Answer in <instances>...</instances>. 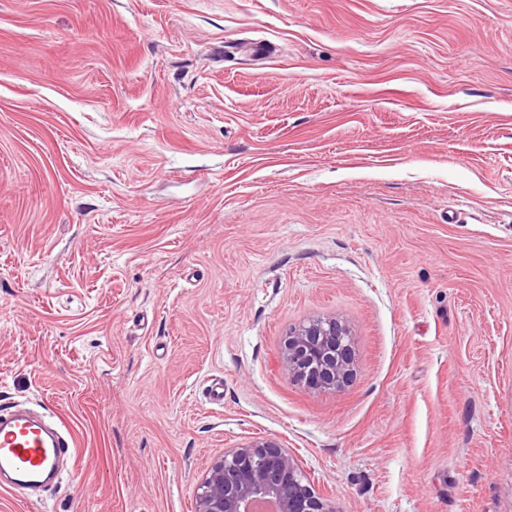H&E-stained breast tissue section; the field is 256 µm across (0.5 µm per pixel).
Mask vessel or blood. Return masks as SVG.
<instances>
[{"mask_svg": "<svg viewBox=\"0 0 512 512\" xmlns=\"http://www.w3.org/2000/svg\"><path fill=\"white\" fill-rule=\"evenodd\" d=\"M73 445L70 432L54 420L26 408L0 411V476L23 494L55 477Z\"/></svg>", "mask_w": 512, "mask_h": 512, "instance_id": "1", "label": "vessel or blood"}]
</instances>
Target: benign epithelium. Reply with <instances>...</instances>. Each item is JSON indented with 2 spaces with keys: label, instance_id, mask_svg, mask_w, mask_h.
<instances>
[{
  "label": "benign epithelium",
  "instance_id": "1",
  "mask_svg": "<svg viewBox=\"0 0 512 512\" xmlns=\"http://www.w3.org/2000/svg\"><path fill=\"white\" fill-rule=\"evenodd\" d=\"M348 325L317 318L288 334L284 360L296 382L314 392L344 388L353 376ZM338 512L311 483L297 457L277 441L255 439L224 450L204 472L196 512Z\"/></svg>",
  "mask_w": 512,
  "mask_h": 512
}]
</instances>
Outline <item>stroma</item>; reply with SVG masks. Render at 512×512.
Returning <instances> with one entry per match:
<instances>
[{"label": "stroma", "instance_id": "1", "mask_svg": "<svg viewBox=\"0 0 512 512\" xmlns=\"http://www.w3.org/2000/svg\"><path fill=\"white\" fill-rule=\"evenodd\" d=\"M17 404L74 446L0 512H195L255 438L338 512H512V0H0ZM349 336L348 325L336 317L313 319L292 329L284 360L293 380L314 392L344 388L354 370Z\"/></svg>", "mask_w": 512, "mask_h": 512}]
</instances>
